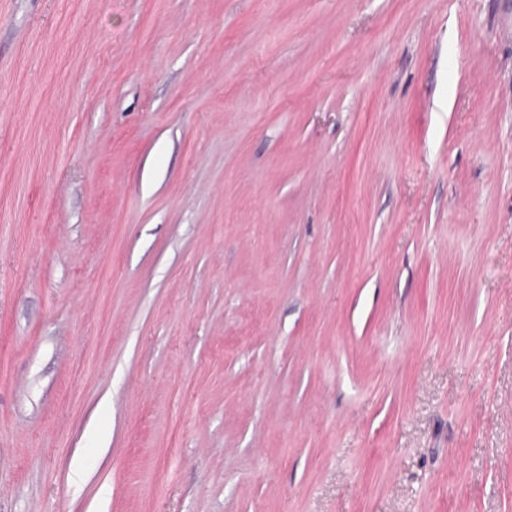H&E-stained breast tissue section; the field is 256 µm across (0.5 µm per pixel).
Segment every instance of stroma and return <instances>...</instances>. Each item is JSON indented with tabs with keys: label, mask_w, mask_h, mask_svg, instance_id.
Here are the masks:
<instances>
[{
	"label": "stroma",
	"mask_w": 512,
	"mask_h": 512,
	"mask_svg": "<svg viewBox=\"0 0 512 512\" xmlns=\"http://www.w3.org/2000/svg\"><path fill=\"white\" fill-rule=\"evenodd\" d=\"M0 512H512V0H0Z\"/></svg>",
	"instance_id": "stroma-1"
}]
</instances>
